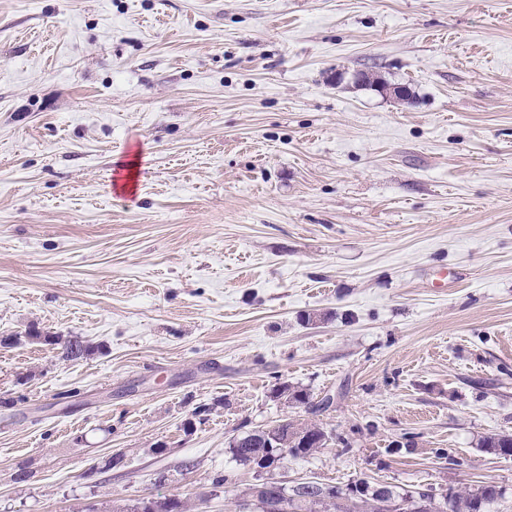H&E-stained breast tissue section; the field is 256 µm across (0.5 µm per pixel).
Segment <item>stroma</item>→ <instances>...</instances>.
Returning a JSON list of instances; mask_svg holds the SVG:
<instances>
[{"mask_svg":"<svg viewBox=\"0 0 512 512\" xmlns=\"http://www.w3.org/2000/svg\"><path fill=\"white\" fill-rule=\"evenodd\" d=\"M285 417L512 512V0H0V512H225ZM481 446L500 458H512V434H492L483 439ZM151 499H141L132 505H128L125 510L126 512H187L189 507L178 499H174L172 502L166 500H156L151 502ZM149 503L151 506H148Z\"/></svg>","mask_w":512,"mask_h":512,"instance_id":"1","label":"stroma"}]
</instances>
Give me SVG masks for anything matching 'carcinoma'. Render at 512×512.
I'll return each instance as SVG.
<instances>
[{
  "label": "carcinoma",
  "instance_id": "1",
  "mask_svg": "<svg viewBox=\"0 0 512 512\" xmlns=\"http://www.w3.org/2000/svg\"><path fill=\"white\" fill-rule=\"evenodd\" d=\"M61 349L66 360L85 358L94 351L92 346L77 339L63 341ZM271 435L281 443L278 455L273 459L269 458L270 451L266 448ZM327 441L329 435L320 425L290 422L285 429L274 427L241 438L238 447L231 452L237 462L269 472L276 469L286 456H311L325 447ZM482 447L500 458H512V434L487 436ZM362 485L365 490L358 496H352L339 487L326 488L313 481L295 488L277 487L271 481L266 495L256 500L255 512H387L386 499L375 491L374 486L367 481ZM499 497L498 486L487 482L469 491L455 490L440 496L430 493L420 501L419 512H486V507ZM125 512H188V505L178 499L151 502L143 498L127 506Z\"/></svg>",
  "mask_w": 512,
  "mask_h": 512
}]
</instances>
